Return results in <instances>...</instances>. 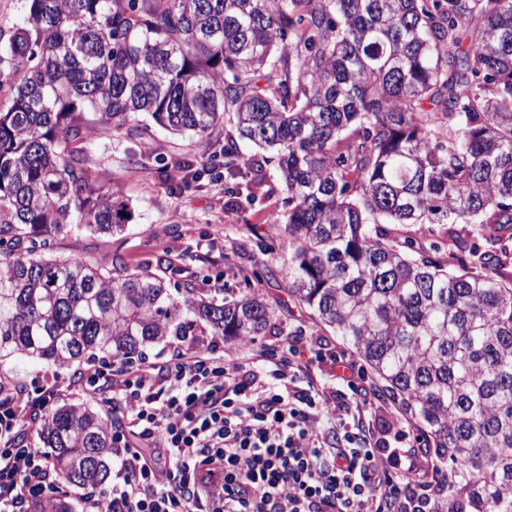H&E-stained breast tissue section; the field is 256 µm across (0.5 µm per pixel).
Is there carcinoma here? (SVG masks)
Wrapping results in <instances>:
<instances>
[{
	"label": "carcinoma",
	"mask_w": 512,
	"mask_h": 512,
	"mask_svg": "<svg viewBox=\"0 0 512 512\" xmlns=\"http://www.w3.org/2000/svg\"><path fill=\"white\" fill-rule=\"evenodd\" d=\"M23 2L0 36V362L131 364L170 338L274 327L259 293L220 299L178 266L167 281L45 255L75 227L132 220L89 183L88 137H209L227 120L236 135L201 170L174 167L193 180L224 158L227 193L251 206L276 162L288 296L388 383L453 494L512 512V0ZM385 224H446L465 259L449 270L438 243L395 245ZM40 437L64 481L108 480L100 412L59 405Z\"/></svg>",
	"instance_id": "1"
}]
</instances>
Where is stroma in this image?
Instances as JSON below:
<instances>
[{
  "mask_svg": "<svg viewBox=\"0 0 512 512\" xmlns=\"http://www.w3.org/2000/svg\"><path fill=\"white\" fill-rule=\"evenodd\" d=\"M83 150L84 166L92 185L102 192L120 189L134 210L135 219L119 236L94 235L84 230L71 232L56 241L54 255L107 263L118 256L128 267L145 265L162 277L168 274L167 264L186 266L209 277L211 287H229L232 296L251 290L264 295L275 313L276 327L254 337L255 346H276L288 328L300 325L324 352L343 348L339 336L317 326L311 311L295 306L286 294L279 270L288 260V242L270 234L267 224L269 213L281 207L280 194L261 196L251 207H227V194L216 193L212 186L213 179L224 174L220 167L206 172L197 181H168L158 170L159 159L186 158L196 162L209 152L210 145L199 137L172 135L156 126L140 142L123 136L92 138L85 141ZM135 151L143 153L145 162L137 170L127 163L128 156ZM258 235L266 236L270 251L241 258V246L251 245ZM210 238L223 240L224 248L212 252L208 260L199 261L196 245ZM246 263L269 268L270 273L261 280L244 283L232 276L230 268ZM17 372L31 390L46 381L59 380L63 390L54 397V404L87 405L107 416L112 413V392L107 384H97L95 391L89 392L76 384L69 369H51L35 362L19 368L10 362L0 364L2 376L10 377Z\"/></svg>",
  "mask_w": 512,
  "mask_h": 512,
  "instance_id": "1",
  "label": "stroma"
}]
</instances>
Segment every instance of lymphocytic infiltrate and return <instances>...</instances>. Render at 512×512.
Instances as JSON below:
<instances>
[{"mask_svg":"<svg viewBox=\"0 0 512 512\" xmlns=\"http://www.w3.org/2000/svg\"><path fill=\"white\" fill-rule=\"evenodd\" d=\"M324 358L292 329L275 349L176 347L93 371L87 385L109 382L125 424L112 431L116 481L84 512H465L447 469L415 468L428 437L407 419L394 439L376 433L352 362L335 357L332 391L314 374ZM58 391L0 377V512H30L54 489L48 454L23 435Z\"/></svg>","mask_w":512,"mask_h":512,"instance_id":"obj_1","label":"lymphocytic infiltrate"}]
</instances>
